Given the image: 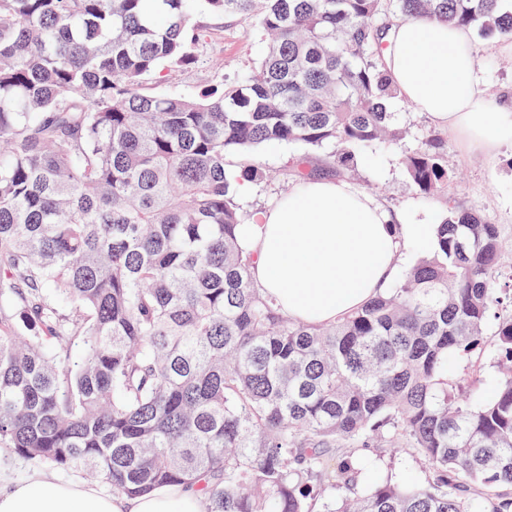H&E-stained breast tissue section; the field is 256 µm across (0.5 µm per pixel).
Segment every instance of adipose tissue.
Segmentation results:
<instances>
[{
    "mask_svg": "<svg viewBox=\"0 0 512 512\" xmlns=\"http://www.w3.org/2000/svg\"><path fill=\"white\" fill-rule=\"evenodd\" d=\"M384 56L400 97L467 146L496 153L512 144V113L492 100L471 44V30L436 19L390 28ZM431 224H394L370 195L340 180L297 184L253 223L238 229L254 258L258 288L289 317L329 324L357 310L397 275L407 247L427 250ZM197 493L168 486L128 497L40 475L0 488V512H199Z\"/></svg>",
    "mask_w": 512,
    "mask_h": 512,
    "instance_id": "1",
    "label": "adipose tissue"
}]
</instances>
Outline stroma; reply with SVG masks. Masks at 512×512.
Instances as JSON below:
<instances>
[{"label": "stroma", "instance_id": "1", "mask_svg": "<svg viewBox=\"0 0 512 512\" xmlns=\"http://www.w3.org/2000/svg\"><path fill=\"white\" fill-rule=\"evenodd\" d=\"M205 32L194 48V65L173 72L163 91L189 94L212 84H227L240 79L262 55L264 42L252 22L217 20L203 17ZM473 49L479 60L490 95L500 96L512 89V54L498 50L496 44L474 37ZM389 110L405 138L395 146L375 144L365 150L354 166L343 174L329 169L330 149L312 151L311 166L317 178H343L350 185L377 199L385 209L407 224H432L447 201L477 210L490 223L501 225L505 237L512 239V145L489 155L465 147L459 140L432 123L402 98L392 99ZM432 135L441 137L447 152L448 169L454 179L447 197L420 194L410 183L402 158L415 152ZM301 146L271 144L261 151L262 177L237 194L235 202L244 223L292 188L284 172L301 154Z\"/></svg>", "mask_w": 512, "mask_h": 512}]
</instances>
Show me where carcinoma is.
<instances>
[{
    "mask_svg": "<svg viewBox=\"0 0 512 512\" xmlns=\"http://www.w3.org/2000/svg\"><path fill=\"white\" fill-rule=\"evenodd\" d=\"M507 2L0 0V448L130 497L194 484L200 512H512L500 225L448 206L393 286L310 325L255 287L234 201L265 145L331 146L343 167L402 139L377 21L512 39ZM205 15L255 23L253 68L150 90L195 62ZM403 164L446 191L436 139ZM492 319L501 379L476 402L448 358ZM384 446L424 479L379 474Z\"/></svg>",
    "mask_w": 512,
    "mask_h": 512,
    "instance_id": "carcinoma-1",
    "label": "carcinoma"
}]
</instances>
